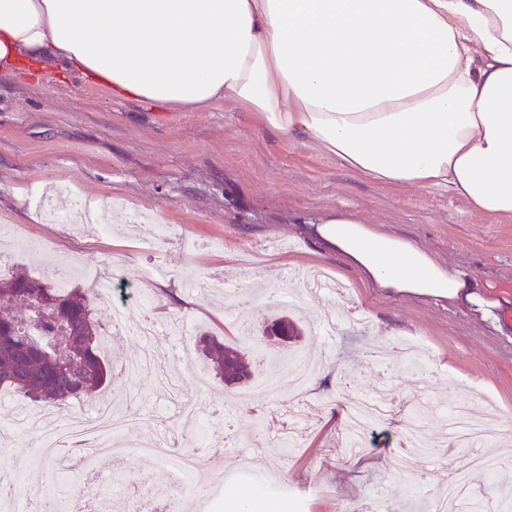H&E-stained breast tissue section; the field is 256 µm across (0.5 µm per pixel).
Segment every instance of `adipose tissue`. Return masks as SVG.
<instances>
[{
  "instance_id": "obj_1",
  "label": "adipose tissue",
  "mask_w": 512,
  "mask_h": 512,
  "mask_svg": "<svg viewBox=\"0 0 512 512\" xmlns=\"http://www.w3.org/2000/svg\"><path fill=\"white\" fill-rule=\"evenodd\" d=\"M63 70L117 99H229L368 181L512 214V0H0V75ZM312 234L366 280L499 302L347 212Z\"/></svg>"
}]
</instances>
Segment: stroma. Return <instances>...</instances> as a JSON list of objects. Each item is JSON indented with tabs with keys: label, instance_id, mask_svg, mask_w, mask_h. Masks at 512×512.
Segmentation results:
<instances>
[{
	"label": "stroma",
	"instance_id": "35a3bbf8",
	"mask_svg": "<svg viewBox=\"0 0 512 512\" xmlns=\"http://www.w3.org/2000/svg\"><path fill=\"white\" fill-rule=\"evenodd\" d=\"M76 197L112 216L111 233L92 219L45 221L43 199L66 208ZM339 210L473 274L491 285L499 307L485 313L376 287L310 233ZM137 211L141 220H132ZM157 225L168 233L155 245ZM0 226L52 249L35 258L10 245L0 251L2 274L20 267L51 282L61 265L73 288L84 287L89 270L112 275L111 294L94 299L104 329L113 330L115 308L127 321L104 352L112 381L70 401L72 421L119 404L135 439L162 441L171 452L193 449L202 476L250 512H270L274 497L284 512H434L458 458L474 454L499 465L472 475L470 501L480 512L512 506V439L498 433L512 427V321L504 319L512 312V215L479 216L441 191L364 180L224 100L206 112H178L115 99L75 77L38 85L1 77ZM213 276L236 289L234 311L208 293ZM294 310L311 328L271 370L259 327ZM148 316L158 329L146 338L134 326ZM206 332L238 344L252 365L251 383L228 389L216 378L196 352ZM405 344L420 353L414 368L400 359L374 363L379 347ZM293 359L317 367L292 397L266 381L273 372L287 378ZM385 383L390 415L347 452L348 412ZM188 401L207 408L195 440L181 417ZM454 402L487 409L495 426L487 445H457L447 420ZM292 407L300 427L296 446L286 448L280 438ZM413 422L429 455L410 480L393 474L389 459ZM46 461L34 434L14 427L9 446H0V474L20 485L12 512H26L36 498ZM89 480L124 491L102 494L96 512L145 507L157 490L166 512L215 510L181 488L161 460L133 448L118 459L94 456L90 476L75 478L80 487Z\"/></svg>",
	"mask_w": 512,
	"mask_h": 512
}]
</instances>
